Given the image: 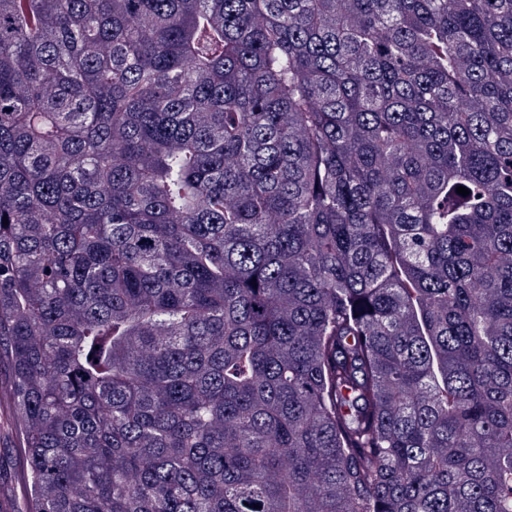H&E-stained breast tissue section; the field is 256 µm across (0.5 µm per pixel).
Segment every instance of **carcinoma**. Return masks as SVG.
<instances>
[{
	"instance_id": "obj_1",
	"label": "carcinoma",
	"mask_w": 512,
	"mask_h": 512,
	"mask_svg": "<svg viewBox=\"0 0 512 512\" xmlns=\"http://www.w3.org/2000/svg\"><path fill=\"white\" fill-rule=\"evenodd\" d=\"M0 349L21 512H512V0H0Z\"/></svg>"
}]
</instances>
